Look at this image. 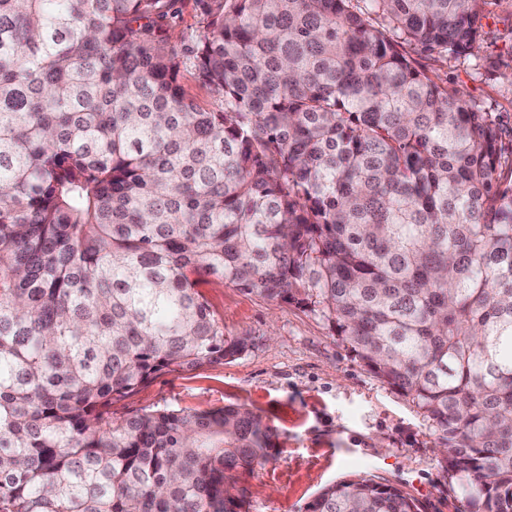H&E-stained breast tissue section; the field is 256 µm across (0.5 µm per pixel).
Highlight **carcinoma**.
Instances as JSON below:
<instances>
[{"instance_id": "obj_1", "label": "carcinoma", "mask_w": 512, "mask_h": 512, "mask_svg": "<svg viewBox=\"0 0 512 512\" xmlns=\"http://www.w3.org/2000/svg\"><path fill=\"white\" fill-rule=\"evenodd\" d=\"M0 0V512H249V408L112 403L222 363L213 277L325 321L512 512V177L497 117L402 51L467 56L488 0ZM192 70L221 97L199 108ZM305 512H422L366 476ZM171 19L159 30L160 37L172 45L181 47L183 38L199 25L200 15L194 8L193 0H176L171 6Z\"/></svg>"}]
</instances>
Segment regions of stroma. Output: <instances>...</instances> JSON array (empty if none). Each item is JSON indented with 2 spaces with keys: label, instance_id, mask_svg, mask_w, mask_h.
Listing matches in <instances>:
<instances>
[{
  "label": "stroma",
  "instance_id": "1",
  "mask_svg": "<svg viewBox=\"0 0 512 512\" xmlns=\"http://www.w3.org/2000/svg\"><path fill=\"white\" fill-rule=\"evenodd\" d=\"M421 64L497 115L504 143H512V0H489L472 55H432ZM201 290L225 335L249 337L250 347L224 364L159 376L114 403L115 416L152 406L252 408L277 436L272 457L240 477L250 512H304L323 486L356 474L400 486L424 512H461L431 423L369 372L323 320L213 279Z\"/></svg>",
  "mask_w": 512,
  "mask_h": 512
}]
</instances>
